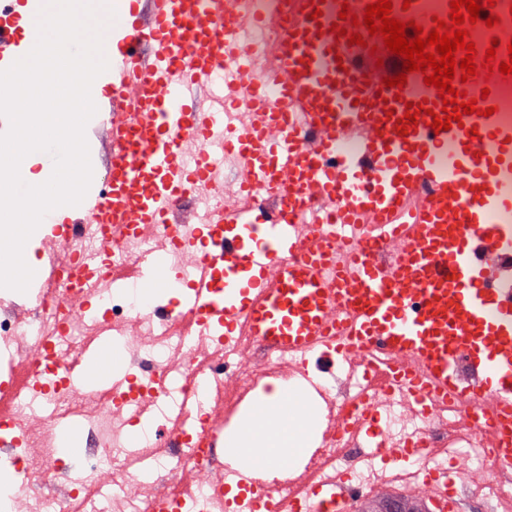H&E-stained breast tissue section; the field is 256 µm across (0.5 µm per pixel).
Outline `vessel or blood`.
Wrapping results in <instances>:
<instances>
[{
    "label": "vessel or blood",
    "mask_w": 512,
    "mask_h": 512,
    "mask_svg": "<svg viewBox=\"0 0 512 512\" xmlns=\"http://www.w3.org/2000/svg\"><path fill=\"white\" fill-rule=\"evenodd\" d=\"M108 35L117 52L98 76L105 101L108 158L94 171L90 189L64 217H44L51 234L74 224H101L107 241L141 224L168 223L198 183L214 181L210 155L187 161L184 141L209 140L224 126V154L242 172L240 189L264 187L275 205L255 201L243 213H216L211 224L178 225L177 244L201 267L221 272L223 294L208 291L160 319L190 318L233 334L246 324L262 352L292 354L306 373L310 362L328 367L360 353L365 379L386 369L404 385L413 408L439 412L456 403L470 421L485 423L492 439L490 469L512 474V122L494 112L499 72L490 79L453 80L457 91L481 98L490 116L465 115L460 125L436 133L438 91L421 72L407 74L401 91L381 78L402 71V61L369 54L364 45L330 31L339 23L335 0H322L313 16L310 0H292L295 20L282 29L275 67L252 89V121L225 126L223 110L209 105L218 61L250 65L234 27L225 25L221 0H116ZM392 17L424 31L450 19L451 0L427 10L422 0H391ZM42 0H0V70L22 54ZM488 15L498 24H470L475 49L497 46V62L512 49V0H496ZM425 86L432 112L399 134L411 90ZM359 140L357 152L345 144ZM317 192L330 210H306L296 189ZM170 274L156 262L135 282L136 291L164 292ZM113 350L104 340L81 365L63 372L80 387L103 384ZM467 364L470 375L461 377ZM313 403L303 388L287 396L258 397L237 438L254 429L275 432L282 409L309 417ZM375 404L341 409L336 430L362 435L382 463L408 464L426 442L392 445L378 426ZM80 423L63 441L86 447L103 442ZM208 457L218 473L233 472L247 486L252 512H347L355 495L338 478L308 479L302 495L280 505L272 492L253 485V470L269 465L256 453L232 469L224 462L225 438L211 439ZM421 491L439 512H457L459 494L439 474L420 476Z\"/></svg>",
    "instance_id": "1"
}]
</instances>
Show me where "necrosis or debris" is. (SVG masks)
<instances>
[{"label": "necrosis or debris", "instance_id": "obj_1", "mask_svg": "<svg viewBox=\"0 0 512 512\" xmlns=\"http://www.w3.org/2000/svg\"><path fill=\"white\" fill-rule=\"evenodd\" d=\"M289 4L290 0H224V17L238 22L253 70L274 65L278 28L291 19ZM254 15L267 17L268 25L251 23ZM249 205L235 178L227 176L199 184L177 211L174 224H152L112 244L104 241V226L81 225L74 235L45 242L44 255L63 254L112 275L115 291L98 293L93 279L76 288L58 281L50 292L52 306L39 310L0 295V352L9 355L11 365L39 359L67 365L76 346L89 345L112 331L122 346H137L168 381L163 387L124 376L109 386L84 390L49 371L42 375L44 389L39 393L18 382L9 394L10 413L0 427L10 430L19 444L0 447V463L12 467L19 481L17 487L0 492V512H163L173 498L194 505L195 512H214L213 473L198 442L205 432L226 429L245 395L265 379L287 374L288 361L257 357L243 329L228 337L220 327L158 323L152 314L158 300L136 301L126 288L161 253L176 269L179 287L199 291L195 257L174 243L176 225H202L215 208L241 211ZM329 393L339 405L382 399L385 428L397 444L421 437L448 456L466 455L470 466L461 475V485L479 491L490 505H498L506 486L512 485V475L488 472L486 437L468 426L459 412L449 411L438 420L411 413L402 393L383 395L379 386L366 385L359 371L345 368L332 376ZM153 411L159 424L153 443L157 473L151 477L141 476L132 449L121 440L83 449L77 469L58 466L46 446L51 419L60 414L91 419L105 415L110 423L126 424ZM171 430L180 432L182 447L166 444L164 436ZM339 470L369 490L386 480L353 437L340 444L323 438L307 471Z\"/></svg>", "mask_w": 512, "mask_h": 512}]
</instances>
